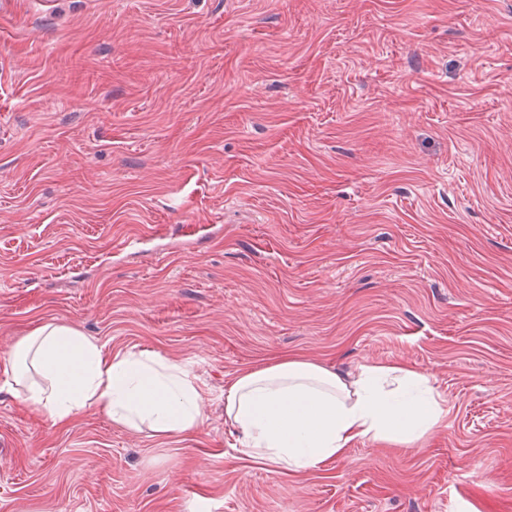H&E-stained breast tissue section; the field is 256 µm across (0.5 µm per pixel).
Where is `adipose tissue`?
Listing matches in <instances>:
<instances>
[{
    "instance_id": "ef3b65f1",
    "label": "adipose tissue",
    "mask_w": 512,
    "mask_h": 512,
    "mask_svg": "<svg viewBox=\"0 0 512 512\" xmlns=\"http://www.w3.org/2000/svg\"><path fill=\"white\" fill-rule=\"evenodd\" d=\"M0 390L55 426L92 406L156 435L188 433L204 421L202 386L182 365L147 350L111 354L51 323L20 340L0 370ZM224 414L239 454L297 474L343 458L360 441L417 444L444 424L448 408L428 376L409 366L368 364L344 375L284 354L229 379Z\"/></svg>"
}]
</instances>
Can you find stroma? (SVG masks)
<instances>
[{
  "mask_svg": "<svg viewBox=\"0 0 512 512\" xmlns=\"http://www.w3.org/2000/svg\"><path fill=\"white\" fill-rule=\"evenodd\" d=\"M45 322L188 366L204 422L0 392V512H512V0H0V360ZM285 352L448 420L244 458L224 384Z\"/></svg>",
  "mask_w": 512,
  "mask_h": 512,
  "instance_id": "obj_1",
  "label": "stroma"
}]
</instances>
